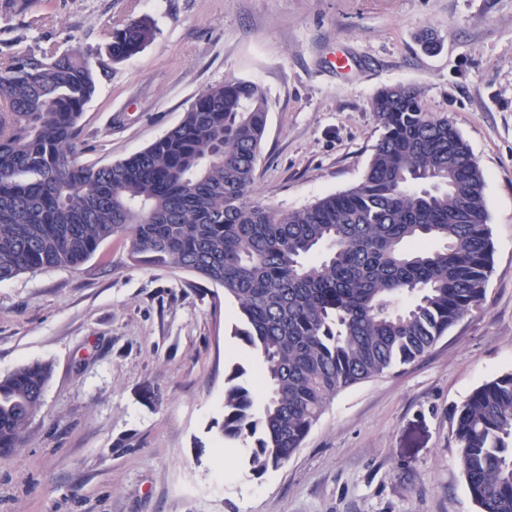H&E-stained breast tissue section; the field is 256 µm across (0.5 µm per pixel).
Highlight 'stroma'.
<instances>
[{
    "label": "stroma",
    "mask_w": 512,
    "mask_h": 512,
    "mask_svg": "<svg viewBox=\"0 0 512 512\" xmlns=\"http://www.w3.org/2000/svg\"><path fill=\"white\" fill-rule=\"evenodd\" d=\"M154 40L112 62L113 27ZM49 46L96 68L80 163L106 165L175 126L196 94L253 80L268 122L253 190L300 208L360 183L379 90L413 85L485 175L494 264L485 298L426 355L336 395L262 476L222 445L225 376L260 357L235 305L189 273L105 242L81 269L0 283V375L53 371L27 438L0 458V512H477L451 434L482 383L512 371V0H34L0 6V59Z\"/></svg>",
    "instance_id": "35a3bbf8"
}]
</instances>
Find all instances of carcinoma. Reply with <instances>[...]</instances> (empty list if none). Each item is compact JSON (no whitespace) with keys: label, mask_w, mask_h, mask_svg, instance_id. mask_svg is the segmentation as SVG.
I'll return each instance as SVG.
<instances>
[{"label":"carcinoma","mask_w":512,"mask_h":512,"mask_svg":"<svg viewBox=\"0 0 512 512\" xmlns=\"http://www.w3.org/2000/svg\"><path fill=\"white\" fill-rule=\"evenodd\" d=\"M153 38L141 18L105 51L121 62ZM95 92L78 50L0 61V282L75 270L122 237L135 263L220 286L235 304L231 334L263 360L262 409L235 365L220 427L250 447L252 474L286 463L340 391L414 362L484 300L485 176L419 89L380 90L362 181L297 209L252 196L268 118L257 82L208 87L164 136L100 166L75 160ZM51 373L40 362L0 375V453L23 445ZM452 435L478 512H512V372L472 392Z\"/></svg>","instance_id":"cac0c4a2"}]
</instances>
